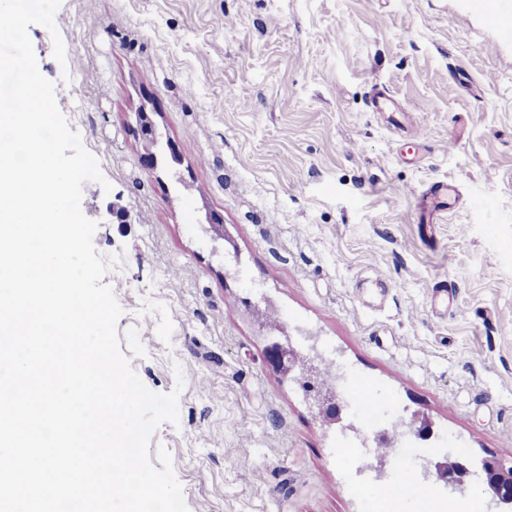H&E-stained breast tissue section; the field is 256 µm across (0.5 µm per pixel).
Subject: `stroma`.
Here are the masks:
<instances>
[{
	"instance_id": "obj_1",
	"label": "stroma",
	"mask_w": 512,
	"mask_h": 512,
	"mask_svg": "<svg viewBox=\"0 0 512 512\" xmlns=\"http://www.w3.org/2000/svg\"><path fill=\"white\" fill-rule=\"evenodd\" d=\"M57 14L56 32L28 35L112 186L84 184L81 207L97 251L121 258L104 277L120 348L151 391L184 384L178 424L151 445L189 512H398L379 492L420 491V458L512 465V39L466 0H61ZM377 93L401 111H374ZM436 181L462 199L431 214L420 193ZM308 332L346 374L342 424L266 360L271 336L302 354ZM364 398L397 437L381 477L369 452L334 451L343 423L372 437ZM424 422L428 441L412 433ZM431 491L439 512H489L480 480Z\"/></svg>"
}]
</instances>
